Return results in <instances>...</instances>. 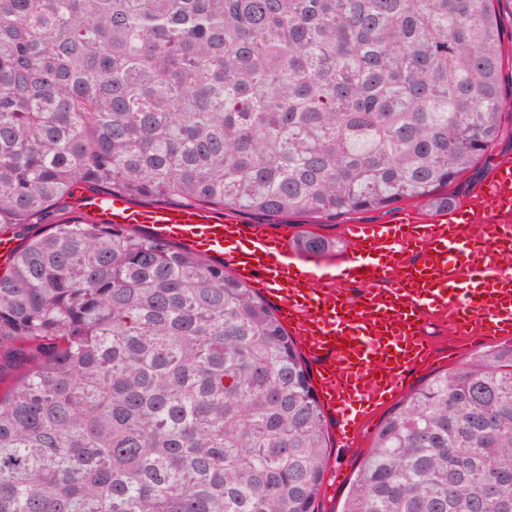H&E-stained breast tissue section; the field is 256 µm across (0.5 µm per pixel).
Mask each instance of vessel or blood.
<instances>
[{
	"instance_id": "1",
	"label": "vessel or blood",
	"mask_w": 512,
	"mask_h": 512,
	"mask_svg": "<svg viewBox=\"0 0 512 512\" xmlns=\"http://www.w3.org/2000/svg\"><path fill=\"white\" fill-rule=\"evenodd\" d=\"M480 209L458 205L429 223L406 215L395 224H352L340 279L359 295L328 285L318 263L294 253L286 235L191 206L136 207L127 198L89 193L80 211L99 224L135 225L156 239L206 257H222L236 276L260 285L309 357L316 391L351 444L362 412L400 395L426 368L433 347L423 333L430 314L448 316L468 339L512 337V157L496 161L479 189ZM483 223L480 237L467 226Z\"/></svg>"
}]
</instances>
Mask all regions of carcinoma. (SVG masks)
<instances>
[{
  "mask_svg": "<svg viewBox=\"0 0 512 512\" xmlns=\"http://www.w3.org/2000/svg\"><path fill=\"white\" fill-rule=\"evenodd\" d=\"M501 2L0 0V512H319L327 420L271 305L76 192L446 212L505 131ZM342 512H512V340L398 404Z\"/></svg>",
  "mask_w": 512,
  "mask_h": 512,
  "instance_id": "cac0c4a2",
  "label": "carcinoma"
}]
</instances>
